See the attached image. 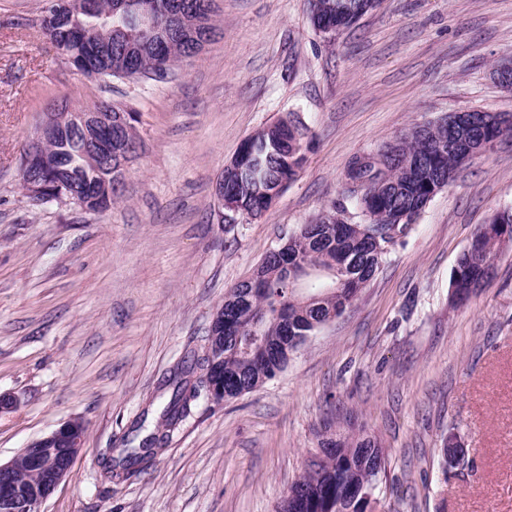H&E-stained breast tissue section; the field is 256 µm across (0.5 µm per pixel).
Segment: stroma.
Here are the masks:
<instances>
[{
	"instance_id": "1",
	"label": "stroma",
	"mask_w": 512,
	"mask_h": 512,
	"mask_svg": "<svg viewBox=\"0 0 512 512\" xmlns=\"http://www.w3.org/2000/svg\"><path fill=\"white\" fill-rule=\"evenodd\" d=\"M46 0H0V460L73 417L83 448L42 512H275L323 439L381 441L376 512H512V246L490 287L453 303L476 227L512 207V139L475 158L390 246L354 306L287 367L216 405L191 402L150 465L103 475L115 445L156 433L216 307L337 200L349 161L451 112L512 115L493 79L512 0H381L327 42L308 0H216V35L162 79L76 74L42 33ZM100 101L138 114L121 203L33 205L19 157L43 112ZM306 164L262 217L223 222L215 184L281 118ZM455 434L466 467H445Z\"/></svg>"
}]
</instances>
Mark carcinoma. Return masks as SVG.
Wrapping results in <instances>:
<instances>
[{
	"instance_id": "1",
	"label": "carcinoma",
	"mask_w": 512,
	"mask_h": 512,
	"mask_svg": "<svg viewBox=\"0 0 512 512\" xmlns=\"http://www.w3.org/2000/svg\"><path fill=\"white\" fill-rule=\"evenodd\" d=\"M90 10L66 22L53 19L56 0H48L42 11L40 26L65 60L89 59L96 55L112 58V68L128 69L141 76L152 75L173 56L188 59L195 53L196 40L180 34L168 43H146L137 55H124V45L133 39L134 17L123 21L121 31L106 36L103 17L112 0H88ZM155 11V18L169 22V15L202 18L203 32L215 29L214 0H142ZM333 0H311V22L316 27L338 24L351 27L348 21L336 20ZM121 135L102 128L96 138L107 142L116 137L135 153L139 147L136 113ZM451 135L448 123L416 125L399 142V158L389 162L381 153L356 156L348 164L342 199L333 203L316 218L310 235L294 234L288 245V260H300L312 266L331 267L340 256L353 263L349 275L354 284L330 280H310L302 284L269 276L265 286L254 289L243 281L224 295V361L214 368L208 358L185 357L177 365L170 399L161 412L159 432L138 448H121L106 466L109 480L127 477L152 461L156 445L190 410V402L206 390L205 377L214 373L224 377V394L235 398L275 376L276 358L298 349L302 336H311L330 314L342 315L356 301V294L374 277L381 266L386 247L406 234L423 210L432 186L452 185L462 169L471 163L468 150L437 153L448 147ZM304 128L288 119L276 122L275 129L265 126L245 138L240 147L250 148L257 157L256 168L244 179H224V199L236 204L248 216L264 215L269 205L266 197L279 194L303 169L306 156ZM470 145L489 138L512 137V125L501 128L474 126L465 133ZM82 136L74 132L61 135L45 145L60 157L59 167L46 176L47 189L39 204L59 203L56 185L72 187L84 195L98 192L102 173L85 158ZM123 173H112V195L99 203L100 210L112 207L122 196ZM364 217L353 224L347 217L348 207ZM492 223L500 225L495 234L484 240L482 250L463 253L451 275L450 286L467 295L489 283L491 272L485 266L487 256H497L512 245V208L494 215ZM386 456L378 442L368 436L339 439L317 461L311 460L303 473L290 485L278 512H372L378 476L385 470Z\"/></svg>"
}]
</instances>
